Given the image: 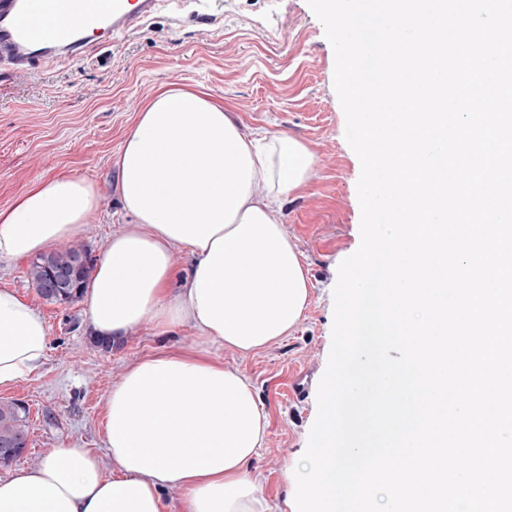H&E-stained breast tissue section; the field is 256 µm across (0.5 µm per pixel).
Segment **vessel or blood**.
Wrapping results in <instances>:
<instances>
[{
  "instance_id": "vessel-or-blood-1",
  "label": "vessel or blood",
  "mask_w": 512,
  "mask_h": 512,
  "mask_svg": "<svg viewBox=\"0 0 512 512\" xmlns=\"http://www.w3.org/2000/svg\"><path fill=\"white\" fill-rule=\"evenodd\" d=\"M163 10L218 20L208 0H0V66L26 72L42 61L84 58L92 33L117 45Z\"/></svg>"
}]
</instances>
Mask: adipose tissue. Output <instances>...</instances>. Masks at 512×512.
Listing matches in <instances>:
<instances>
[{
	"label": "adipose tissue",
	"mask_w": 512,
	"mask_h": 512,
	"mask_svg": "<svg viewBox=\"0 0 512 512\" xmlns=\"http://www.w3.org/2000/svg\"><path fill=\"white\" fill-rule=\"evenodd\" d=\"M313 165L288 136L244 137L204 91L170 86L144 104L116 159L122 209L133 222L107 242L83 299L95 336L187 325L200 346L128 367L106 399L105 455L62 443L0 478V512H166L170 488L180 491L182 512H268L250 473L266 416L248 378L210 349L255 351L300 321L308 280L277 212ZM98 207L86 179L34 182L0 209V259L68 242ZM176 247L193 258L178 289ZM48 342L41 313L0 288V387L37 374Z\"/></svg>",
	"instance_id": "obj_1"
}]
</instances>
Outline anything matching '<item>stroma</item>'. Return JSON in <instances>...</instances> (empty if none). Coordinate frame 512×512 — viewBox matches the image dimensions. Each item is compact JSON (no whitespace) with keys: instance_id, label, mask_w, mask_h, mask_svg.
Here are the masks:
<instances>
[{"instance_id":"stroma-1","label":"stroma","mask_w":512,"mask_h":512,"mask_svg":"<svg viewBox=\"0 0 512 512\" xmlns=\"http://www.w3.org/2000/svg\"><path fill=\"white\" fill-rule=\"evenodd\" d=\"M215 24L160 12L117 46L100 45L71 63L26 73L0 70V208L41 177L68 174L93 183L100 208L75 237L91 257L132 221L121 208L115 164L136 114L160 88L188 85L229 106L246 137L285 135L314 156L310 178L285 196L280 219L309 280L299 324L267 346L216 349L244 373L263 408L265 441L251 466L270 512H296L295 472L317 416V389L332 345L333 288L340 263L360 244L361 164L345 139L346 117L333 86L335 57L306 0H215ZM27 259L0 261V287L18 290L49 326L42 370L0 388L1 401L28 410V446L0 478L38 464L53 448L81 441L104 450L105 402L120 375L162 350L198 343L191 327L160 335L148 325L113 342L92 341L82 301L52 304L29 280ZM302 381L305 394L290 398Z\"/></svg>"}]
</instances>
